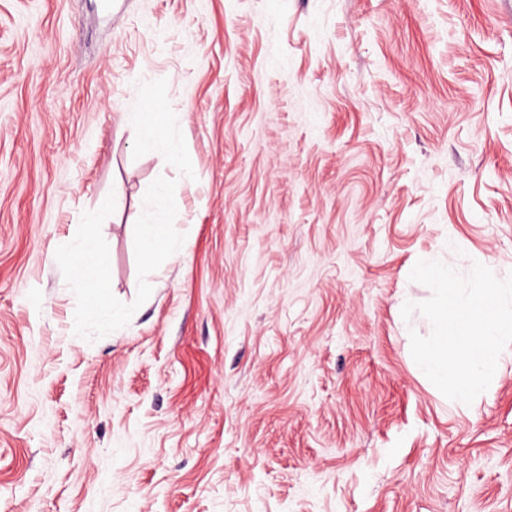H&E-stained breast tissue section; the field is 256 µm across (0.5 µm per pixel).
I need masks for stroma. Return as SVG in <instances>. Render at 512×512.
Wrapping results in <instances>:
<instances>
[{
    "mask_svg": "<svg viewBox=\"0 0 512 512\" xmlns=\"http://www.w3.org/2000/svg\"><path fill=\"white\" fill-rule=\"evenodd\" d=\"M424 255L512 275V0H0V512H512ZM135 123L137 133L144 146H154L159 144L164 137L162 127L157 121V113L152 107L144 108L131 116ZM141 226L140 249L143 254L151 256L158 251H170L172 242L167 224H162L160 219H155L154 222ZM80 252L84 260L74 268V273L83 282L93 283L97 279V264L94 261L96 256L94 239L91 237L84 238Z\"/></svg>",
    "mask_w": 512,
    "mask_h": 512,
    "instance_id": "35a3bbf8",
    "label": "stroma"
}]
</instances>
